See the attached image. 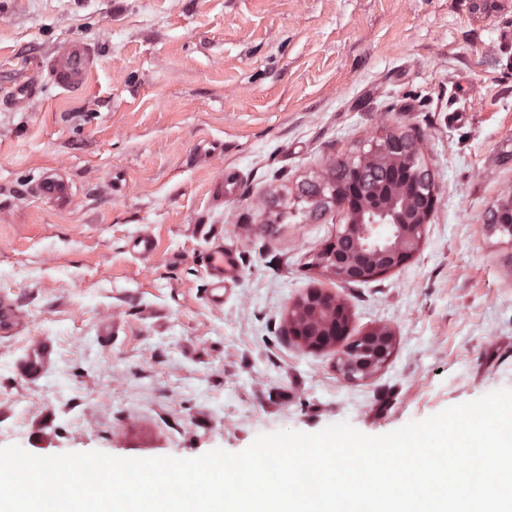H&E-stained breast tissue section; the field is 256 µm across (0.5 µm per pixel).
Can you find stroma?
<instances>
[{
  "label": "stroma",
  "mask_w": 512,
  "mask_h": 512,
  "mask_svg": "<svg viewBox=\"0 0 512 512\" xmlns=\"http://www.w3.org/2000/svg\"><path fill=\"white\" fill-rule=\"evenodd\" d=\"M512 0H0V447L196 458L339 422L377 436L512 388ZM99 48L86 92L15 83L60 41ZM415 135L436 182L419 254L370 282L312 269L343 223L297 195L381 128ZM227 169L235 191L213 205ZM53 171L65 205L33 191ZM152 232V263L131 240ZM244 273L205 299L209 238ZM336 292L350 335L391 328L372 379L301 350L289 305ZM111 327L112 336L100 332ZM50 338L35 385L16 359Z\"/></svg>",
  "instance_id": "stroma-1"
}]
</instances>
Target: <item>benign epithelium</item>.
<instances>
[{
	"label": "benign epithelium",
	"instance_id": "obj_1",
	"mask_svg": "<svg viewBox=\"0 0 512 512\" xmlns=\"http://www.w3.org/2000/svg\"><path fill=\"white\" fill-rule=\"evenodd\" d=\"M301 198L316 214L344 212L333 239L311 267L338 283L368 282L409 263L424 242L436 201V186L419 143L404 132L382 130L369 149L350 154L319 182L301 186ZM345 304L328 288L316 287L288 309V334L306 351L341 347L336 369L348 382H365L389 362L394 332L377 326L351 338Z\"/></svg>",
	"mask_w": 512,
	"mask_h": 512
}]
</instances>
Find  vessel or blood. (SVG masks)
Instances as JSON below:
<instances>
[{
    "label": "vessel or blood",
    "instance_id": "obj_1",
    "mask_svg": "<svg viewBox=\"0 0 512 512\" xmlns=\"http://www.w3.org/2000/svg\"><path fill=\"white\" fill-rule=\"evenodd\" d=\"M98 52L95 46L84 39L72 38L57 43L47 57L43 68L20 82L14 88L10 101L13 105L29 109L43 87L55 86L77 92L86 88L96 70ZM39 196L67 202L71 197L68 183L56 173H45L34 185ZM205 271L208 280V302L213 308L224 305V280L241 275L236 257L226 252L223 244L209 245L205 253ZM54 347L50 340L35 344L17 359V376L25 383L33 384L43 379L53 362Z\"/></svg>",
    "mask_w": 512,
    "mask_h": 512
}]
</instances>
